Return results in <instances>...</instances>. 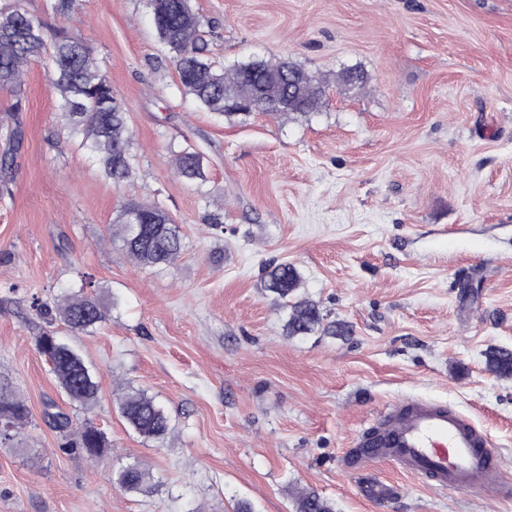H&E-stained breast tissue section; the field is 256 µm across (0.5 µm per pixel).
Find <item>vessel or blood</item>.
<instances>
[{"label": "vessel or blood", "mask_w": 512, "mask_h": 512, "mask_svg": "<svg viewBox=\"0 0 512 512\" xmlns=\"http://www.w3.org/2000/svg\"><path fill=\"white\" fill-rule=\"evenodd\" d=\"M362 464L389 461L441 490L501 491L507 479L485 432L456 409L424 398L389 406L376 431L352 442Z\"/></svg>", "instance_id": "1"}]
</instances>
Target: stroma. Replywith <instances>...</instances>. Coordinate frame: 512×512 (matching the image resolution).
<instances>
[{"label":"stroma","instance_id":"35a3bbf8","mask_svg":"<svg viewBox=\"0 0 512 512\" xmlns=\"http://www.w3.org/2000/svg\"><path fill=\"white\" fill-rule=\"evenodd\" d=\"M192 3L213 60L288 59L324 76L328 99L305 116L217 117L179 83L150 0H76L71 23L127 109L134 174L105 180L29 62L26 141L0 189V376L31 421L0 446V512H290L302 491L335 512H512L389 462L347 466L381 408L421 396L486 432L512 479V377L486 362L512 349V0ZM351 67L367 77L352 91L337 79ZM184 149L205 181L177 172ZM129 200L176 222L174 265L127 257L112 225ZM277 260L345 335L284 336L262 279ZM85 274L114 303L72 339L99 385L83 416L110 442L93 465L43 420L71 406L35 346L37 306ZM131 389L168 412L164 442L121 417ZM135 461L150 488L114 486ZM373 480L393 496L370 498Z\"/></svg>","mask_w":512,"mask_h":512}]
</instances>
